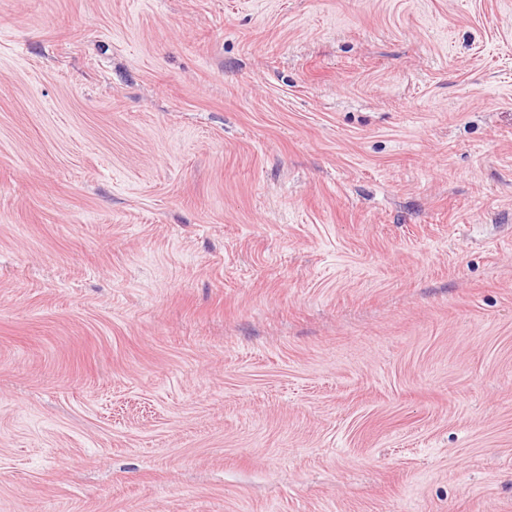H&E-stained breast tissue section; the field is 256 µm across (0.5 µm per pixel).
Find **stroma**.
Returning <instances> with one entry per match:
<instances>
[{
	"label": "stroma",
	"instance_id": "35a3bbf8",
	"mask_svg": "<svg viewBox=\"0 0 512 512\" xmlns=\"http://www.w3.org/2000/svg\"><path fill=\"white\" fill-rule=\"evenodd\" d=\"M0 512H512V0H0Z\"/></svg>",
	"mask_w": 512,
	"mask_h": 512
}]
</instances>
